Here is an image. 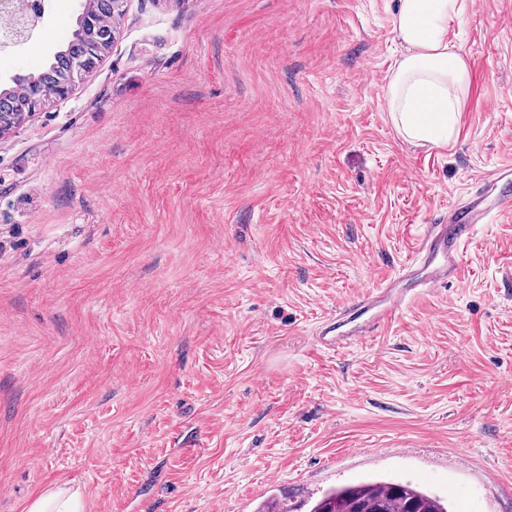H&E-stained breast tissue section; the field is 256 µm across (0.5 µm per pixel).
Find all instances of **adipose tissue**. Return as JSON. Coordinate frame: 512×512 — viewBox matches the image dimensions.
Returning <instances> with one entry per match:
<instances>
[{
	"instance_id": "ef3b65f1",
	"label": "adipose tissue",
	"mask_w": 512,
	"mask_h": 512,
	"mask_svg": "<svg viewBox=\"0 0 512 512\" xmlns=\"http://www.w3.org/2000/svg\"><path fill=\"white\" fill-rule=\"evenodd\" d=\"M462 0H398L394 34L403 50L385 88L387 110L397 131L417 145L454 141L468 92V63L448 38L461 20Z\"/></svg>"
}]
</instances>
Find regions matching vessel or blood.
<instances>
[{
  "mask_svg": "<svg viewBox=\"0 0 512 512\" xmlns=\"http://www.w3.org/2000/svg\"><path fill=\"white\" fill-rule=\"evenodd\" d=\"M487 181L493 189L492 201L478 197L464 207L450 206L447 220L428 225L418 237L401 272L382 287L363 291L321 326L320 342L339 349L364 339L388 324L403 305L457 277L475 225L486 223L493 215L512 212V180L496 171Z\"/></svg>",
  "mask_w": 512,
  "mask_h": 512,
  "instance_id": "b4317fda",
  "label": "vessel or blood"
}]
</instances>
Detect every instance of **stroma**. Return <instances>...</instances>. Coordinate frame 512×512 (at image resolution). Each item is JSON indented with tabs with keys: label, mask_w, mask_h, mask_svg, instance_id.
<instances>
[{
	"label": "stroma",
	"mask_w": 512,
	"mask_h": 512,
	"mask_svg": "<svg viewBox=\"0 0 512 512\" xmlns=\"http://www.w3.org/2000/svg\"><path fill=\"white\" fill-rule=\"evenodd\" d=\"M0 52L38 74L87 0ZM397 0H125L64 97L0 135V512H297L365 478L512 512V214L344 348L321 322L512 168V0H464L459 134L384 102ZM27 512H83L78 491H49L36 497L26 508Z\"/></svg>",
	"instance_id": "stroma-1"
}]
</instances>
